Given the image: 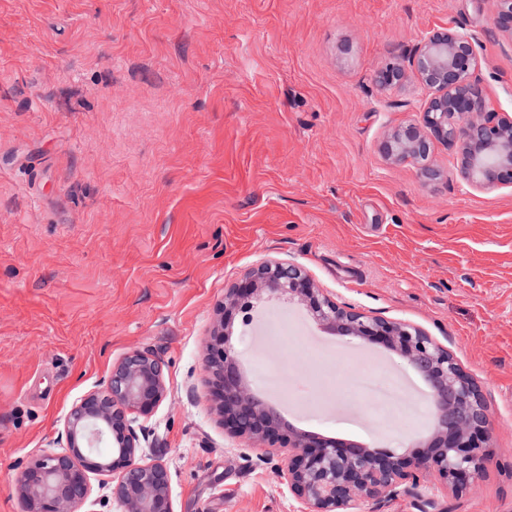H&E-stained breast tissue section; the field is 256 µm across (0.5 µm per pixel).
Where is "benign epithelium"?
Masks as SVG:
<instances>
[{
    "instance_id": "7a95c632",
    "label": "benign epithelium",
    "mask_w": 512,
    "mask_h": 512,
    "mask_svg": "<svg viewBox=\"0 0 512 512\" xmlns=\"http://www.w3.org/2000/svg\"><path fill=\"white\" fill-rule=\"evenodd\" d=\"M496 30L512 36V0H493ZM475 37L463 28H434L420 40L412 65L427 97L422 120L400 126L381 144L383 154L412 162L426 181L429 164L444 145L468 186L492 191L512 187V117L490 108L480 76ZM406 69L398 56L374 73L382 89L400 87ZM278 299L303 307L332 336L380 344L418 373L429 388L432 428L421 448L399 453L293 428L245 381L232 344L237 319L247 321L254 303ZM208 399L224 430L267 448H286L277 476L301 512H357L361 502L392 499L438 475L455 493L467 490L485 464L491 420L479 383L465 374L448 349L410 324L371 316L340 304L305 270L290 262L261 261L225 289L205 344ZM168 393L164 363L148 349H134L112 363L101 387L85 394L63 421L60 453L31 462L16 477L22 512H84L92 479L112 477L119 512H174L163 460L144 451L149 419ZM108 440L112 451L91 448Z\"/></svg>"
}]
</instances>
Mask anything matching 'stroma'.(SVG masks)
I'll list each match as a JSON object with an SVG mask.
<instances>
[{
  "mask_svg": "<svg viewBox=\"0 0 512 512\" xmlns=\"http://www.w3.org/2000/svg\"><path fill=\"white\" fill-rule=\"evenodd\" d=\"M440 26L477 37L492 107L512 116L491 0H0V512H21L17 474L133 349L165 365L147 444L174 512H299L204 381L214 308L264 259L419 327L482 387L493 439L472 489L433 475L359 512H512V188H468L441 145L430 184L380 149L420 121L423 91L374 72ZM234 342L298 429L407 452L429 434L430 401L391 351L307 316L288 344L265 321ZM394 379L413 396L378 421L363 387Z\"/></svg>",
  "mask_w": 512,
  "mask_h": 512,
  "instance_id": "stroma-1",
  "label": "stroma"
}]
</instances>
